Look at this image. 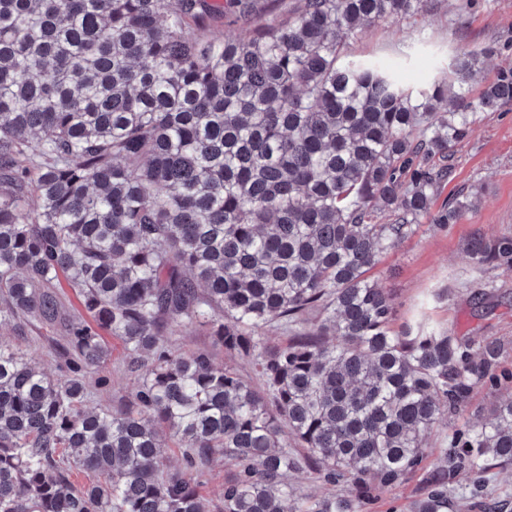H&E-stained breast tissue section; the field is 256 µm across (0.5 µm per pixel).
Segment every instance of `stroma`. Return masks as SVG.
<instances>
[{"mask_svg":"<svg viewBox=\"0 0 512 512\" xmlns=\"http://www.w3.org/2000/svg\"><path fill=\"white\" fill-rule=\"evenodd\" d=\"M494 46L471 81L473 90L493 79L502 63L512 60V0H474L462 14L449 12L442 0H426L422 11L392 27H372L347 47L348 58L371 57L399 72L403 83L420 86L448 67L464 49ZM452 172L439 188L433 206L441 208L454 198L481 186L475 210L460 223L439 230L420 224L415 236L387 253L372 270L380 287L396 302L398 324L412 320L421 303H428L433 321L458 335L480 342L499 339L504 360L512 369V269L483 270L468 257L467 240L476 233L491 237L512 233V104L494 112L477 111L469 134L452 156ZM65 326L21 321L0 324V340L28 353L53 379L63 375ZM107 360L86 370L84 380L92 395L89 407L127 410L142 373L130 372L122 341L109 336ZM175 353H207L215 366H230L249 381L255 370L239 356L226 352L206 327L181 321L166 337ZM492 402L488 389L474 391L466 408L447 419L431 441L432 454L407 480L379 490L368 489L363 512H411L412 503L430 488L434 462L446 447L448 433L486 420ZM486 493L473 495V477L456 471L449 481L457 500L456 512H488L491 503L512 512V466L491 471Z\"/></svg>","mask_w":512,"mask_h":512,"instance_id":"1","label":"stroma"}]
</instances>
